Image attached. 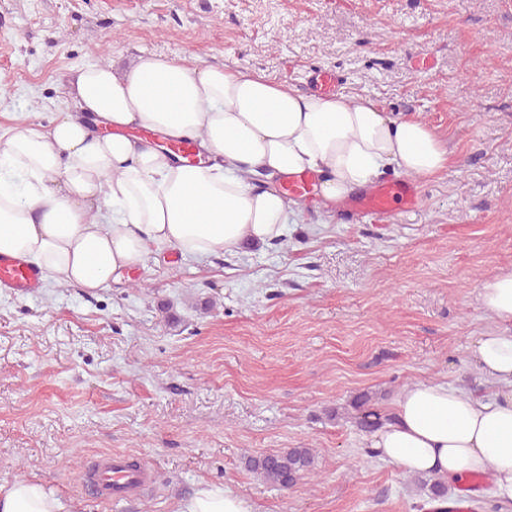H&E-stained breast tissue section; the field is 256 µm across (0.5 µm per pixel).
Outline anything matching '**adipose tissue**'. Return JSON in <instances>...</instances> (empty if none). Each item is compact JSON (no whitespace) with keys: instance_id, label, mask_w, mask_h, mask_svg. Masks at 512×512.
I'll return each instance as SVG.
<instances>
[{"instance_id":"ef3b65f1","label":"adipose tissue","mask_w":512,"mask_h":512,"mask_svg":"<svg viewBox=\"0 0 512 512\" xmlns=\"http://www.w3.org/2000/svg\"><path fill=\"white\" fill-rule=\"evenodd\" d=\"M71 112L51 128L26 117L0 135V254L45 280L87 290L143 266L150 252L206 259L283 237L300 204L283 186L319 179L326 224L352 193L393 167L431 179L454 163L425 120L382 112L353 95H306L247 67L141 54L117 71L94 63L69 82ZM148 138L133 137V130ZM193 142L200 161L170 151ZM492 325L474 358L489 396L446 382H417L371 439L375 455L411 474L463 485L489 477L487 495L512 505V271L480 286ZM36 481L0 484V512H61ZM177 512H251L242 497L204 487Z\"/></svg>"}]
</instances>
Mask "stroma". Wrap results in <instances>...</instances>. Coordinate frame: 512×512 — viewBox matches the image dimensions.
I'll use <instances>...</instances> for the list:
<instances>
[{"instance_id":"1","label":"stroma","mask_w":512,"mask_h":512,"mask_svg":"<svg viewBox=\"0 0 512 512\" xmlns=\"http://www.w3.org/2000/svg\"><path fill=\"white\" fill-rule=\"evenodd\" d=\"M144 52L247 66L308 92L331 68L345 95L421 115L456 165L418 181L414 209L316 225L244 253L145 265L88 292L0 291V483L37 479L65 512H175L199 484L253 512H412V475L370 454L352 406L380 415L403 389L492 387L472 351L483 281L512 270V0H0V134L50 125L73 69ZM311 449L276 488L245 458ZM145 461L154 483L88 498L101 456Z\"/></svg>"}]
</instances>
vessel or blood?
<instances>
[{
	"label": "vessel or blood",
	"instance_id": "b4317fda",
	"mask_svg": "<svg viewBox=\"0 0 512 512\" xmlns=\"http://www.w3.org/2000/svg\"><path fill=\"white\" fill-rule=\"evenodd\" d=\"M340 77L327 68L313 69L308 77L312 90L336 92ZM417 187L406 178L381 182L361 191L346 202L350 215L380 218L395 212L398 205L413 204ZM40 283L39 270L17 256L0 255V288L21 296L36 295ZM151 470L147 464H131L129 457L115 454L102 457L87 482L88 488L104 501L122 500L137 495L149 486Z\"/></svg>",
	"mask_w": 512,
	"mask_h": 512
}]
</instances>
